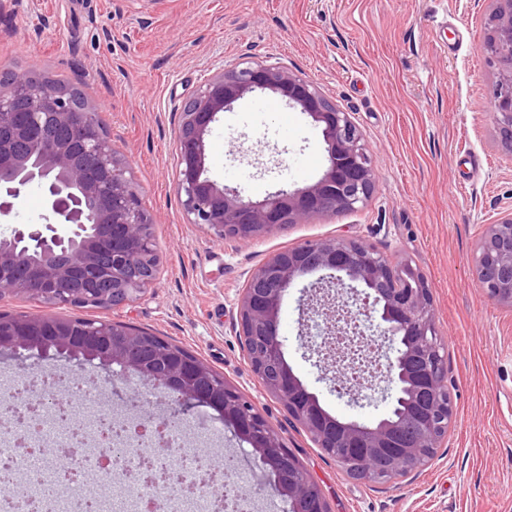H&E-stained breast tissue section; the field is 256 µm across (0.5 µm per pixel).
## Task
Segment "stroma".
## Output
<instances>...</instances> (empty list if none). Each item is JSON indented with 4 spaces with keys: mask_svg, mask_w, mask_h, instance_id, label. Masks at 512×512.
Wrapping results in <instances>:
<instances>
[{
    "mask_svg": "<svg viewBox=\"0 0 512 512\" xmlns=\"http://www.w3.org/2000/svg\"><path fill=\"white\" fill-rule=\"evenodd\" d=\"M490 10V0H0V73L63 81L96 106L154 217L158 256L156 280L133 304L50 308L20 297L0 313L124 324L181 346L256 403L330 512H512V309L479 291L472 262L481 225L512 208V155L497 139L480 50ZM251 61L283 63L351 114L377 171L364 209L244 244L187 223L177 194L181 106L220 68ZM326 164L320 128L269 92L238 100L209 138V177L254 201L314 182ZM344 235L425 274L448 351V435L427 465L388 484L351 478L313 443L265 394L233 327L246 280L269 255ZM316 281L306 276L284 299L286 358L330 412L379 419L395 388L352 402L308 352ZM48 371L65 379L80 368L63 355L21 361L0 349V377L23 386ZM95 375L114 408H172L135 380L111 381L104 367ZM188 453L235 458L239 490L262 478L231 431L218 448L190 439Z\"/></svg>",
    "mask_w": 512,
    "mask_h": 512,
    "instance_id": "obj_1",
    "label": "stroma"
}]
</instances>
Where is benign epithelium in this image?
I'll return each instance as SVG.
<instances>
[{"label": "benign epithelium", "instance_id": "benign-epithelium-1", "mask_svg": "<svg viewBox=\"0 0 512 512\" xmlns=\"http://www.w3.org/2000/svg\"><path fill=\"white\" fill-rule=\"evenodd\" d=\"M482 52L493 68L490 111L502 148L512 156V0H490ZM256 91L288 100L321 127L327 166L316 181L279 190L261 201L245 199L207 176L208 136L220 113ZM178 194L189 224L214 237L251 241L315 215L358 211L371 198L377 174L350 113L313 81L279 62L220 69L190 95L176 131ZM39 185L43 222L8 224L0 231V302L16 296L47 304L100 305L123 291L136 301L153 278L138 274L151 250V213L131 187L126 162L112 148L104 120L77 90L39 75L0 79V217L15 210L22 191ZM477 288L512 309V208L482 225L473 255ZM329 272L336 293L312 305L313 318L333 321L336 300L366 306L378 337L395 400L407 415L366 424L325 410L294 374L280 334L285 296L298 281ZM54 327V348L85 369L118 367L115 376L135 378L182 405L220 412L248 455L275 480L257 484L243 498L271 494L289 512H329L318 485L298 460L285 453L278 429L233 387L215 383L210 367L188 353L148 347L121 325L75 327L50 314L0 318V348L46 355L43 327ZM239 337L245 358L264 391L278 400L315 445L352 477L375 484L398 480L421 467L448 435L453 407L446 378L448 356L439 333L428 281L404 260L389 262L372 247L348 237L309 241L270 255L248 276L238 302ZM134 427L143 436L160 430L141 412Z\"/></svg>", "mask_w": 512, "mask_h": 512}]
</instances>
